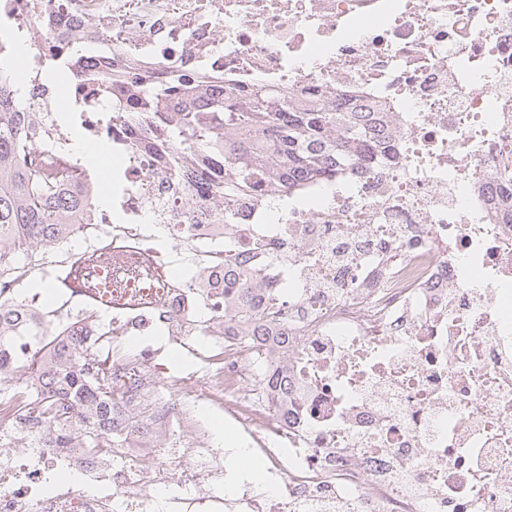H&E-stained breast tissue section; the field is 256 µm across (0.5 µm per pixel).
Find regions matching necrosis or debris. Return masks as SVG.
Instances as JSON below:
<instances>
[{"label":"necrosis or debris","mask_w":512,"mask_h":512,"mask_svg":"<svg viewBox=\"0 0 512 512\" xmlns=\"http://www.w3.org/2000/svg\"><path fill=\"white\" fill-rule=\"evenodd\" d=\"M24 34L18 111L40 133L28 161L55 186L99 181L53 110L73 104L90 142L113 139L112 207L77 235L29 252L0 278V303L73 255L114 247L163 262L176 241L192 273L111 269L155 306L112 312L116 336L158 327L181 344L223 347L194 386L262 451L270 483L224 495V452L194 432L184 387L158 382L148 347L112 365L129 428L109 459L49 447L44 425L0 390V512H512V0H0ZM119 49L134 67L237 86L280 87L294 103L335 96L386 115L390 149L370 170L309 182L302 208L285 192L226 204L221 224L174 213L215 198L212 179L175 184V148L139 113L113 111L126 85L90 57L66 91L39 88L47 60L75 43ZM233 269L270 313L244 362L225 324Z\"/></svg>","instance_id":"obj_1"}]
</instances>
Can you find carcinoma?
Returning a JSON list of instances; mask_svg holds the SVG:
<instances>
[{"instance_id": "carcinoma-1", "label": "carcinoma", "mask_w": 512, "mask_h": 512, "mask_svg": "<svg viewBox=\"0 0 512 512\" xmlns=\"http://www.w3.org/2000/svg\"><path fill=\"white\" fill-rule=\"evenodd\" d=\"M128 89L136 95L145 122L154 123L176 144L196 148L215 144L224 154V171L217 191L227 202L270 186L300 188L304 182L336 167L365 164L388 148L382 113L350 111L340 105H297L263 84L247 89L224 86L216 75L205 81L183 75L154 76L124 71ZM224 103V142L216 143L215 126L205 121L203 109L214 97ZM172 100L184 103L174 123L164 113ZM7 78L0 73V275L19 264L24 241L35 248L71 236L84 223L87 210L102 194H57L28 167L26 149L36 129L25 113L12 111ZM183 181L204 175L197 160L193 170L173 164ZM238 308L234 316L259 324L265 315L254 303V284L246 276L237 281ZM38 317L19 305L0 307V355L10 351L17 336H35L27 354L9 365L0 364V382L24 377L30 391L44 394L36 419L56 428L79 426L81 447L98 453L112 448L121 425L120 407L112 396L109 358L92 350L87 337L70 334L62 342L44 337Z\"/></svg>"}]
</instances>
